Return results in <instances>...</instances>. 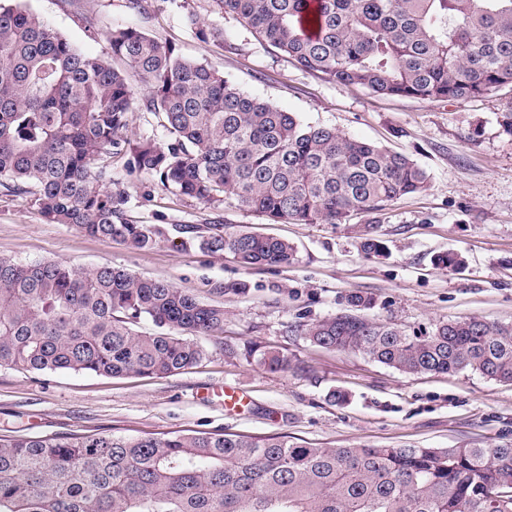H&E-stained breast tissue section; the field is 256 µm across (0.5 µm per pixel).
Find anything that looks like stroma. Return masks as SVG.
<instances>
[{
    "label": "stroma",
    "instance_id": "35a3bbf8",
    "mask_svg": "<svg viewBox=\"0 0 512 512\" xmlns=\"http://www.w3.org/2000/svg\"><path fill=\"white\" fill-rule=\"evenodd\" d=\"M79 50L102 53L105 34L133 25L208 65L242 91L301 122L404 153L430 176L426 191L393 203L375 226L385 252L365 255V217L344 224L272 223L227 201L211 208L174 195L150 174L112 158V178L128 195V215L144 224L197 225L293 243L290 266L243 269L231 255L181 246L182 236L138 251L116 240L46 222L23 196L0 192V256L51 261L89 272L123 267L222 306L224 331L201 338L206 357L167 377H106L70 370L0 367V434L125 436L171 432L288 435L322 448H492L512 445V384L465 372L405 375L354 351L315 347L295 325L334 316L353 294L372 297L367 317L412 331L477 316L512 323V136L498 117L512 95L465 101L381 97L300 69L258 39L215 0H21ZM220 29L216 48L186 24ZM460 255V269L435 265ZM247 345L280 347L298 369L272 373L247 362ZM244 400L224 405V387ZM349 393L329 400L331 389Z\"/></svg>",
    "mask_w": 512,
    "mask_h": 512
}]
</instances>
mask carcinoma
<instances>
[{
    "mask_svg": "<svg viewBox=\"0 0 512 512\" xmlns=\"http://www.w3.org/2000/svg\"><path fill=\"white\" fill-rule=\"evenodd\" d=\"M302 70L387 97L460 101L512 93V0H216ZM87 55L37 12L0 4V188L52 224L148 250L162 224L127 218L125 190L98 164L132 171L209 208L230 200L269 221L368 223L425 191L409 156L303 124L175 47L114 26ZM119 61L123 67L114 66ZM142 79L163 144L127 138ZM182 241L243 267L290 265L287 241L204 219ZM301 326L310 344L358 351L415 375L474 372L512 382V324L477 317L409 333L360 312ZM142 321L157 331L135 329ZM224 330V309L125 269L79 272L0 257V366L166 377L206 356L195 336ZM270 372L282 348L245 349ZM0 512H512V445L495 448H314L287 435L0 436Z\"/></svg>",
    "mask_w": 512,
    "mask_h": 512,
    "instance_id": "cac0c4a2",
    "label": "carcinoma"
}]
</instances>
